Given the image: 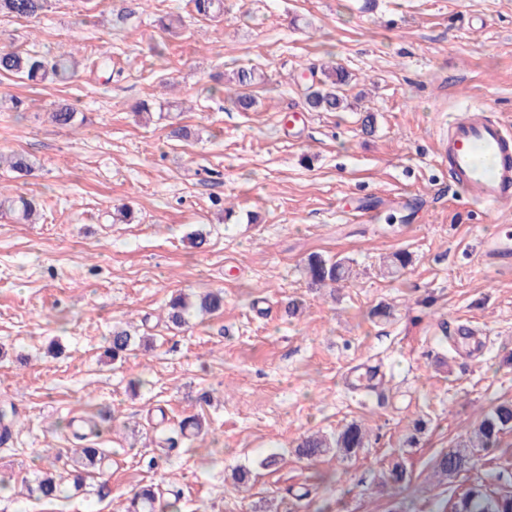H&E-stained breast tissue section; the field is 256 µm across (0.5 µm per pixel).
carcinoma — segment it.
Instances as JSON below:
<instances>
[{
    "label": "carcinoma",
    "instance_id": "carcinoma-1",
    "mask_svg": "<svg viewBox=\"0 0 512 512\" xmlns=\"http://www.w3.org/2000/svg\"><path fill=\"white\" fill-rule=\"evenodd\" d=\"M197 15L208 19H216L224 15V0H191ZM48 0H0V17L30 18L46 10ZM74 73V56L63 53L55 56L42 55L36 51H20L12 48H0V76L25 78L32 82L67 81ZM322 78L308 88L306 102L309 108L320 112H336L344 107L343 87L349 83V74L342 68H324ZM261 75L253 67H240L236 70L234 82L236 92L232 97L233 104L241 112H249L256 105L249 89L258 83ZM77 107L65 104L50 114L52 123L61 127L74 129L78 125ZM35 163L24 154H15L9 159L11 171L28 175ZM0 210L16 211L24 220L35 217L37 205L34 200L23 196L9 199L0 193ZM411 256L406 252L393 253L385 263L389 274H395L406 268ZM309 284L322 287L338 284L351 278L352 269L346 260H326L319 255H312L306 263ZM224 307V295L220 291H212L198 297L194 302L184 294L171 299L168 304V321L182 327L188 323L190 312L198 315H212ZM106 352L112 360H117L135 346V337L120 326L112 328L106 338ZM512 431V403H500L483 413L475 432L476 445H464L450 448L436 461L437 470L448 477L467 471L474 465L473 449L494 447L500 444L504 433ZM367 432L360 425L352 422L333 437L312 434L305 437L298 445L299 455L312 459L322 456L334 448L343 456H350L363 447ZM78 457L74 460L72 478L63 475L42 474L36 476L34 484L28 487L29 496L42 500H57L65 496L68 487L79 489L83 485V470L97 466L101 459L98 448H78ZM180 493L174 499L166 501L159 488L153 485L141 487L126 499L124 512H178L177 503ZM451 512H512V493L496 494L494 492L467 491L460 495L452 504Z\"/></svg>",
    "mask_w": 512,
    "mask_h": 512
}]
</instances>
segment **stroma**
<instances>
[{"label": "stroma", "instance_id": "obj_1", "mask_svg": "<svg viewBox=\"0 0 512 512\" xmlns=\"http://www.w3.org/2000/svg\"><path fill=\"white\" fill-rule=\"evenodd\" d=\"M127 4L49 0L39 17H0V47L78 61L64 83L0 77V97L24 103L0 110V153L37 163L25 177L1 169L0 190L40 213H0V408L18 417L0 443L13 478L0 512H118L150 483L177 485L181 512H449L466 490L512 491V433L475 449L471 471L433 475L484 411L512 401V267L478 259L483 237L512 231V207L467 202L438 154L454 113L512 117V0H380L367 13L357 0H224L216 21L191 0H138L116 25ZM166 14L177 32L154 26ZM240 66L264 74L249 112L228 92ZM325 66L352 75L338 112L306 105ZM142 100L158 111L134 115ZM61 103L84 123L54 125ZM175 125L191 138H172ZM401 194L411 206L393 204ZM124 204L133 221L112 222ZM396 251L411 264L383 274ZM313 253L351 259L355 278L309 287ZM216 290L221 312L169 325L172 295ZM381 303L390 317H370ZM117 324L150 348L112 363ZM462 329L479 352L456 347ZM371 366L380 388L358 399L348 382ZM191 415L204 435L163 447ZM89 416L104 419L103 469L65 498L26 496L24 482L71 456L68 421ZM354 421L368 432L356 455L298 454L307 435ZM396 459L411 475L401 488L383 479Z\"/></svg>", "mask_w": 512, "mask_h": 512}]
</instances>
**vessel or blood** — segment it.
Instances as JSON below:
<instances>
[{
	"label": "vessel or blood",
	"instance_id": "obj_1",
	"mask_svg": "<svg viewBox=\"0 0 512 512\" xmlns=\"http://www.w3.org/2000/svg\"><path fill=\"white\" fill-rule=\"evenodd\" d=\"M439 155L468 201L494 207L512 203L511 124L495 116H455ZM481 257L490 266L512 265V235L482 241Z\"/></svg>",
	"mask_w": 512,
	"mask_h": 512
}]
</instances>
